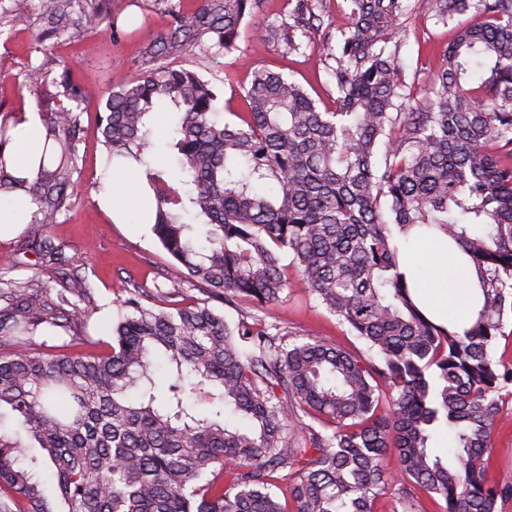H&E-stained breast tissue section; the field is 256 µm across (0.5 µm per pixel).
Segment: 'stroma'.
Segmentation results:
<instances>
[{"instance_id":"stroma-1","label":"stroma","mask_w":512,"mask_h":512,"mask_svg":"<svg viewBox=\"0 0 512 512\" xmlns=\"http://www.w3.org/2000/svg\"><path fill=\"white\" fill-rule=\"evenodd\" d=\"M177 0H102L99 24L89 37L92 52L82 50L81 43L42 35L43 22L32 18L27 29L0 33V114L12 117L37 111L42 90L27 78L29 65H44L51 74L69 73L73 84L110 92L147 70L146 52L157 45L170 28V7ZM256 24H249L238 47L211 66L199 51L171 57V65H181L202 75H217L221 88L230 97L221 117L234 122L245 105L238 97L240 86L247 84L251 71L265 68L282 73L296 82L324 105H331L334 87L324 58L327 45L321 36H312L304 54L288 55L262 37L265 23L279 24L288 19V0H261ZM470 15H457L448 24L435 21L431 13L418 11L402 36L401 60L407 83L425 87L441 49L452 37L456 25L470 22ZM81 117L83 142L80 146L79 172L70 189L72 206L59 223L45 227L28 224L17 233L0 234V256L16 258L12 270L15 279L39 275L42 286L53 287L43 275L41 255L26 247L29 239L49 237L64 245L65 254L82 265L95 291L98 308L85 325L73 327L72 335L107 339L112 319L117 318L127 288L137 283L147 287L164 285L167 278L178 276L155 239L149 225L138 223L129 215L127 223L112 222L96 200L101 190V169L108 152L98 126L95 99L83 104ZM214 307L230 323L261 315L269 322H282L292 334L315 337L354 352H366V344L353 336L347 325L331 315L318 300L304 289L285 290L280 303L258 311L252 305L215 302ZM493 461L489 479L512 484V400L502 406L501 420L492 431Z\"/></svg>"}]
</instances>
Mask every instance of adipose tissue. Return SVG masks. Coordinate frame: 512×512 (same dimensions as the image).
Masks as SVG:
<instances>
[{"label": "adipose tissue", "instance_id": "adipose-tissue-1", "mask_svg": "<svg viewBox=\"0 0 512 512\" xmlns=\"http://www.w3.org/2000/svg\"><path fill=\"white\" fill-rule=\"evenodd\" d=\"M98 205L113 221L126 223L130 210L139 209L145 177L140 169L111 164L101 173ZM400 269L411 285L416 304L430 318L464 330L478 317L483 296L478 273L469 256L434 230L417 227L399 252Z\"/></svg>", "mask_w": 512, "mask_h": 512}]
</instances>
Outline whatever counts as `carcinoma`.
Segmentation results:
<instances>
[{
  "label": "carcinoma",
  "mask_w": 512,
  "mask_h": 512,
  "mask_svg": "<svg viewBox=\"0 0 512 512\" xmlns=\"http://www.w3.org/2000/svg\"><path fill=\"white\" fill-rule=\"evenodd\" d=\"M28 2L0 0V28L28 24ZM343 2L347 22L324 33L336 41L330 109L265 69L237 93L248 108L238 124L219 119L216 87L183 66L157 64L108 94L104 146L145 167L152 233L184 275L133 285L111 340L50 345L45 337L89 316L93 289L52 239L28 241L68 272L55 291L31 280L0 289V512H286L274 492L282 480L294 512H375L384 496L390 512H424L417 489L444 512H496L512 497V484L487 478L512 394V364L494 357L512 313V0ZM288 4V21L264 26V37L300 54L320 16L315 0ZM259 7L198 0L174 10L150 61L197 49L216 64ZM421 9L444 24L474 20L416 92L400 33ZM39 16L69 40L99 23L96 0H39ZM28 79L58 88L47 93L56 105L41 118L32 177L6 157L18 121L0 120V197L29 198V223L48 226L71 206L91 91L48 81L41 65ZM157 104L177 113L171 169L146 161ZM415 227L454 240L481 278L483 308L462 334L410 296L397 243ZM286 257L302 273L297 286L374 355L255 316L232 327L208 299L184 295L187 282L226 303H277L291 287ZM226 407L248 427L224 423ZM440 423L453 442L445 459L429 446Z\"/></svg>",
  "instance_id": "cac0c4a2"
}]
</instances>
